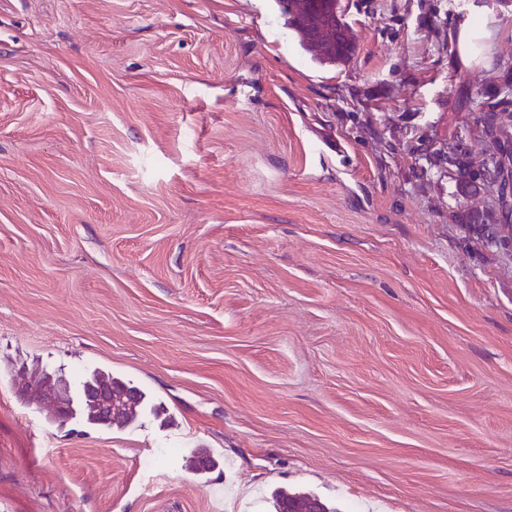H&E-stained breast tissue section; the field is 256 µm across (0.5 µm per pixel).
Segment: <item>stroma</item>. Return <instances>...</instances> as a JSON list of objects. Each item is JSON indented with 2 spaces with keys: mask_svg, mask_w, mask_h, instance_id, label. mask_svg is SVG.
Here are the masks:
<instances>
[{
  "mask_svg": "<svg viewBox=\"0 0 512 512\" xmlns=\"http://www.w3.org/2000/svg\"><path fill=\"white\" fill-rule=\"evenodd\" d=\"M341 6L334 67L277 0H0V512H512V256L430 164L484 153L512 0ZM36 364L150 405L49 422ZM13 379H20L23 387L34 385L35 389L23 391L21 397L25 402L32 400L31 397L33 393H36V389L44 388L45 390H52L59 382L62 383L63 381L62 378L47 373L44 370L29 372L25 368L18 370L16 375H13ZM62 384L64 385V399L71 407L70 412L65 406L64 401L54 391L49 392L47 395V398L52 399L59 419H64L70 413L64 421L57 419L54 413L52 416L49 415L50 421L58 422L60 425L70 420H78L90 426L124 429L136 422L144 407L145 393L130 386V383H126L118 377L113 376L111 372H106L101 369H94L90 377L83 381L80 387L74 391L71 390L70 385L66 383ZM98 386H111L112 392L119 402L125 395H129L130 397L126 404L122 403V409L119 415L112 418V421L103 420L95 404L88 400L89 392ZM276 512H338L315 494H275Z\"/></svg>",
  "mask_w": 512,
  "mask_h": 512,
  "instance_id": "obj_1",
  "label": "stroma"
}]
</instances>
